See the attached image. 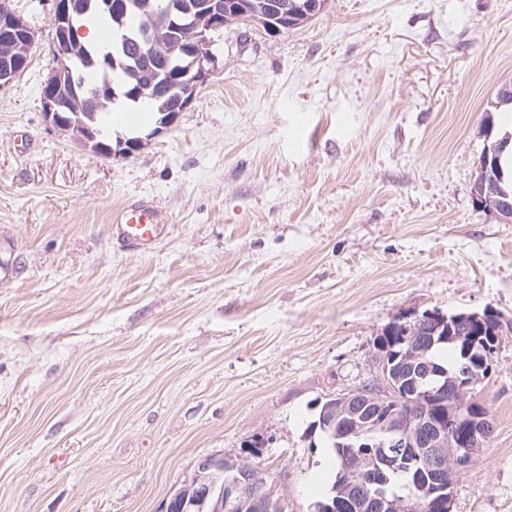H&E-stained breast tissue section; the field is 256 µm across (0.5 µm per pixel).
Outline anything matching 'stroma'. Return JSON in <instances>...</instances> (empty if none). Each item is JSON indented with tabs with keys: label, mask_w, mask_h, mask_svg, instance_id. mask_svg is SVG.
<instances>
[{
	"label": "stroma",
	"mask_w": 512,
	"mask_h": 512,
	"mask_svg": "<svg viewBox=\"0 0 512 512\" xmlns=\"http://www.w3.org/2000/svg\"><path fill=\"white\" fill-rule=\"evenodd\" d=\"M30 65L0 88V512H161L197 461L259 447L288 512L333 459L309 425L423 313L503 325L475 390L494 430L453 512H512V222L476 206L485 109L512 85V0H328L229 25L171 127L106 156L48 123L52 0H13ZM150 196L171 230L115 247ZM112 223L113 243L144 253L150 252L170 227L153 200L146 196L126 198L113 215ZM17 246L12 238L0 234V282L10 280L16 271Z\"/></svg>",
	"instance_id": "stroma-1"
}]
</instances>
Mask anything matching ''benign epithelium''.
<instances>
[{
    "mask_svg": "<svg viewBox=\"0 0 512 512\" xmlns=\"http://www.w3.org/2000/svg\"><path fill=\"white\" fill-rule=\"evenodd\" d=\"M326 0H244L233 16L237 23L263 26L276 19L286 29L320 14ZM178 21L190 25L188 39L179 43L182 63L177 65L172 91L177 106L168 112L163 124H172L178 115L193 103L198 89L207 81L214 69V56L210 51L211 32L224 26L222 0H198L187 8L178 9ZM56 22L55 43L58 48L56 66L51 78L41 91L42 110L46 119L56 128L91 147L93 150L130 155L140 147L139 139H119L117 148L112 140L89 128L79 118L62 115V95L65 87L75 85L83 59L78 52L77 39L81 13L73 0H53ZM24 32L25 50H17L14 36ZM34 35L12 4L0 6V88L11 84L22 75L30 63L29 50ZM512 141L501 140L485 149L479 165L489 169L490 159H499ZM495 199L484 198V191L475 192L478 207L488 209L503 219L512 221V193L499 188ZM501 327L499 317L491 311L460 313L445 316L436 312L424 314L412 322L395 321L383 329L387 336L397 337L401 347L402 364L426 369L425 376H442L433 389L420 391L413 387L405 393L397 390L398 377L389 370L382 344H377V371L372 383L339 396L337 407L327 408L321 417V427L341 424V445L359 448L353 467L349 468L346 488L324 512H349L354 502L361 501L364 512H410L412 502L389 497L383 484V467L390 469L403 462L422 465L433 487V512H452V495L448 494L450 480L474 460L490 436L492 424L471 407L474 390L483 379L482 371L491 370L493 354L476 368L470 352L479 344H486L478 335L469 334L476 327ZM443 332L442 339L459 344L465 351L464 360L450 374L438 369L426 358L423 336ZM402 396L404 405L395 403ZM435 403L445 405L438 414L429 412ZM484 421L483 431L472 432L474 424ZM400 448L399 455H388L384 448ZM265 484L254 475V467L246 465L240 478L230 487L224 486V459L206 456L198 460L194 473L180 488L166 499L162 512H241L250 507L252 512H288V503L280 498L272 500L264 492Z\"/></svg>",
    "mask_w": 512,
    "mask_h": 512,
    "instance_id": "obj_1",
    "label": "benign epithelium"
}]
</instances>
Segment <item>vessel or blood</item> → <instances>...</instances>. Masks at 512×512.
<instances>
[{
    "instance_id": "vessel-or-blood-1",
    "label": "vessel or blood",
    "mask_w": 512,
    "mask_h": 512,
    "mask_svg": "<svg viewBox=\"0 0 512 512\" xmlns=\"http://www.w3.org/2000/svg\"><path fill=\"white\" fill-rule=\"evenodd\" d=\"M110 229L112 241L117 246L147 253L167 234L169 224L152 199L132 196L126 198L115 212ZM16 250L12 238L0 235V282L13 278Z\"/></svg>"
}]
</instances>
